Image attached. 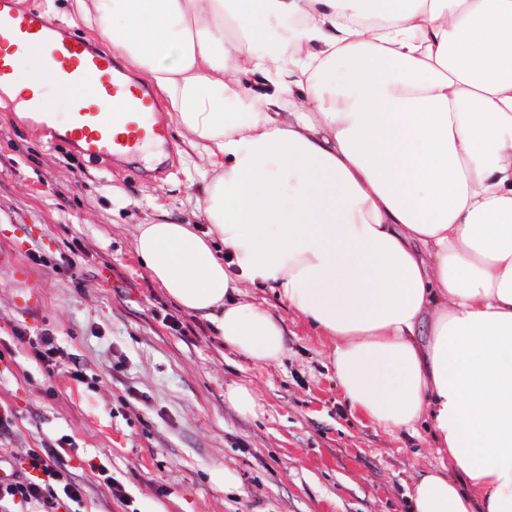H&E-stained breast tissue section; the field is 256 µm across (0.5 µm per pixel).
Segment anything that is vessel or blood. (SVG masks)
<instances>
[{
  "mask_svg": "<svg viewBox=\"0 0 512 512\" xmlns=\"http://www.w3.org/2000/svg\"><path fill=\"white\" fill-rule=\"evenodd\" d=\"M23 61L44 66L71 107L70 121L60 130L46 99L23 98L35 132L65 139L88 157L140 155L145 136L137 126L154 110L150 96L125 83L111 56L19 0H0V88L16 82Z\"/></svg>",
  "mask_w": 512,
  "mask_h": 512,
  "instance_id": "vessel-or-blood-1",
  "label": "vessel or blood"
}]
</instances>
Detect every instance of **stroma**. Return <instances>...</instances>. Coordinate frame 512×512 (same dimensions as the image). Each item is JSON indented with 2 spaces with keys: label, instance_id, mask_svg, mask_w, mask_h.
I'll list each match as a JSON object with an SVG mask.
<instances>
[{
  "label": "stroma",
  "instance_id": "stroma-1",
  "mask_svg": "<svg viewBox=\"0 0 512 512\" xmlns=\"http://www.w3.org/2000/svg\"><path fill=\"white\" fill-rule=\"evenodd\" d=\"M24 117L0 90V249H17L41 295L20 309V285L0 266V405L14 414L0 457L73 443L62 459L84 488L76 512H414L410 489L437 463L426 425L391 436L356 421L329 343L269 290L251 295L282 319L287 351L262 365L148 277L136 225L210 229L177 132L131 173L48 143ZM45 331L63 350L53 376L27 343ZM75 366L82 381L66 375ZM233 383L253 390L260 414L225 402ZM100 461L124 500L92 471Z\"/></svg>",
  "mask_w": 512,
  "mask_h": 512
}]
</instances>
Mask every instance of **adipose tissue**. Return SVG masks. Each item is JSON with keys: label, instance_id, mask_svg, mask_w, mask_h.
Listing matches in <instances>:
<instances>
[{"label": "adipose tissue", "instance_id": "1", "mask_svg": "<svg viewBox=\"0 0 512 512\" xmlns=\"http://www.w3.org/2000/svg\"><path fill=\"white\" fill-rule=\"evenodd\" d=\"M70 9L204 164L210 230L138 225L148 276L267 365L283 323L244 288L270 289L332 345L354 418L426 423L416 512H512V0Z\"/></svg>", "mask_w": 512, "mask_h": 512}]
</instances>
